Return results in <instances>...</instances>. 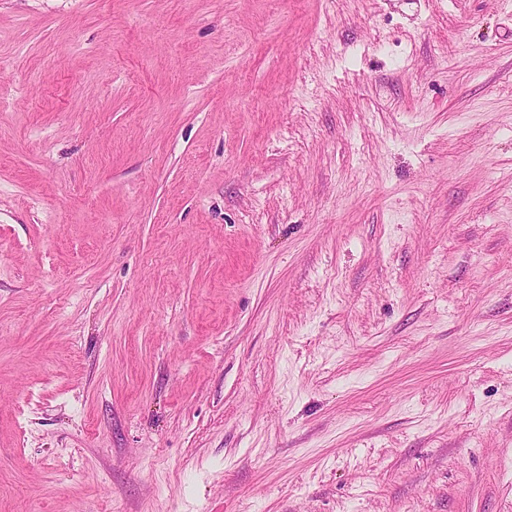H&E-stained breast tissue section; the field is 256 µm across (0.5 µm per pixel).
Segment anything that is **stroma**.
I'll use <instances>...</instances> for the list:
<instances>
[{
  "mask_svg": "<svg viewBox=\"0 0 512 512\" xmlns=\"http://www.w3.org/2000/svg\"><path fill=\"white\" fill-rule=\"evenodd\" d=\"M0 512H512V0H0Z\"/></svg>",
  "mask_w": 512,
  "mask_h": 512,
  "instance_id": "1",
  "label": "stroma"
}]
</instances>
